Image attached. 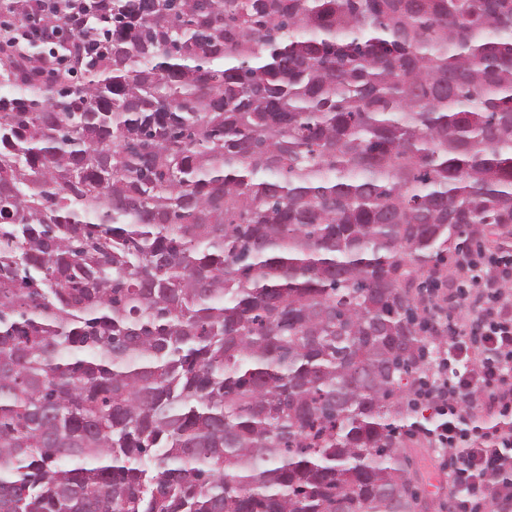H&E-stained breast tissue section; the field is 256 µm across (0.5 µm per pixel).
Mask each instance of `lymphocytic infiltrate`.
Instances as JSON below:
<instances>
[{"instance_id": "obj_1", "label": "lymphocytic infiltrate", "mask_w": 512, "mask_h": 512, "mask_svg": "<svg viewBox=\"0 0 512 512\" xmlns=\"http://www.w3.org/2000/svg\"><path fill=\"white\" fill-rule=\"evenodd\" d=\"M455 266L459 280L426 290V329L442 343L411 396L430 422L410 432L447 454L452 512H489L512 503V236L460 251Z\"/></svg>"}]
</instances>
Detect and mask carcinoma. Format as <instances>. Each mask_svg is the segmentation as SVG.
Returning a JSON list of instances; mask_svg holds the SVG:
<instances>
[{
    "mask_svg": "<svg viewBox=\"0 0 512 512\" xmlns=\"http://www.w3.org/2000/svg\"><path fill=\"white\" fill-rule=\"evenodd\" d=\"M0 49V512H417L416 274L512 224V0H112Z\"/></svg>",
    "mask_w": 512,
    "mask_h": 512,
    "instance_id": "cac0c4a2",
    "label": "carcinoma"
}]
</instances>
